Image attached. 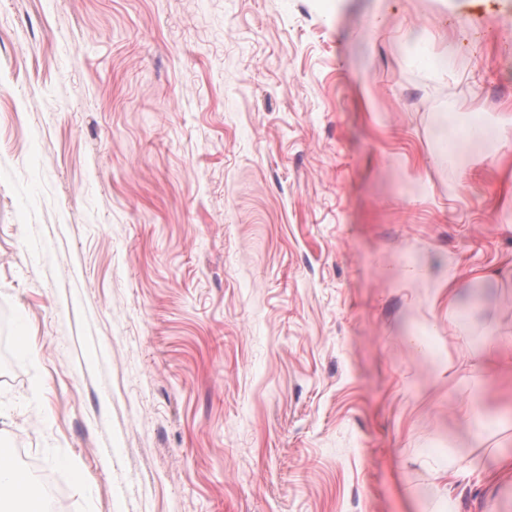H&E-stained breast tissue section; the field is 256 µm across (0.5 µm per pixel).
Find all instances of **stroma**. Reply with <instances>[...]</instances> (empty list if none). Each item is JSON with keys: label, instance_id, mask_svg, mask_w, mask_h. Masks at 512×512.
<instances>
[{"label": "stroma", "instance_id": "35a3bbf8", "mask_svg": "<svg viewBox=\"0 0 512 512\" xmlns=\"http://www.w3.org/2000/svg\"><path fill=\"white\" fill-rule=\"evenodd\" d=\"M511 34L512 0H0V445L60 512H512L478 367L512 143L434 160L512 120ZM487 139H499L511 141L512 139V126L508 128L491 129L483 123L472 125L468 131L465 139L457 144L451 151L446 153V161L448 159V168H453L459 162L461 156L467 149L470 143H480Z\"/></svg>", "mask_w": 512, "mask_h": 512}]
</instances>
